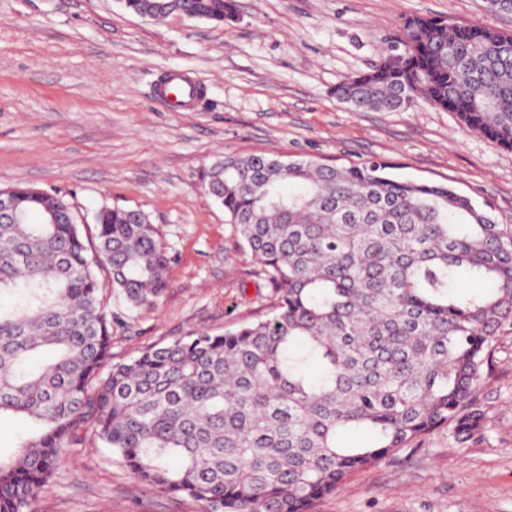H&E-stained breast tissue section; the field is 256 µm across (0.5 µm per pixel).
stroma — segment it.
<instances>
[{
	"label": "stroma",
	"instance_id": "1",
	"mask_svg": "<svg viewBox=\"0 0 512 512\" xmlns=\"http://www.w3.org/2000/svg\"><path fill=\"white\" fill-rule=\"evenodd\" d=\"M224 26L179 15L147 20L119 0H0V189L57 192L85 215L99 206L147 213L171 261L152 310H112L114 361L196 331L221 334L266 318L276 297L198 186L226 153L306 156L339 166L382 160L401 179L445 184L512 224V150L418 97L395 112L337 100L372 69L402 18L483 22L512 32L485 0H236ZM179 71L204 92L189 111L157 94ZM466 441L441 428L352 474L312 512H512V327L499 333ZM39 512H205L145 489L111 451H67Z\"/></svg>",
	"mask_w": 512,
	"mask_h": 512
}]
</instances>
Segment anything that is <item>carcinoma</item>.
<instances>
[{"mask_svg": "<svg viewBox=\"0 0 512 512\" xmlns=\"http://www.w3.org/2000/svg\"><path fill=\"white\" fill-rule=\"evenodd\" d=\"M136 16L222 25L235 0H121ZM416 96L512 149V34L440 17L406 20L336 97L360 112ZM370 161L226 155L201 188L224 207L276 293L273 315L222 335L112 362L123 315L110 289L151 309L169 254L141 210L102 207L96 244L64 196L1 189L0 413L37 429L0 457V512H37L63 452L101 444L137 481L209 512H310L353 472L442 427L474 433L500 328L512 323V225L444 185ZM108 269L110 279L98 277ZM490 284L466 290L464 281ZM356 430L370 440L343 444Z\"/></svg>", "mask_w": 512, "mask_h": 512, "instance_id": "1", "label": "carcinoma"}]
</instances>
